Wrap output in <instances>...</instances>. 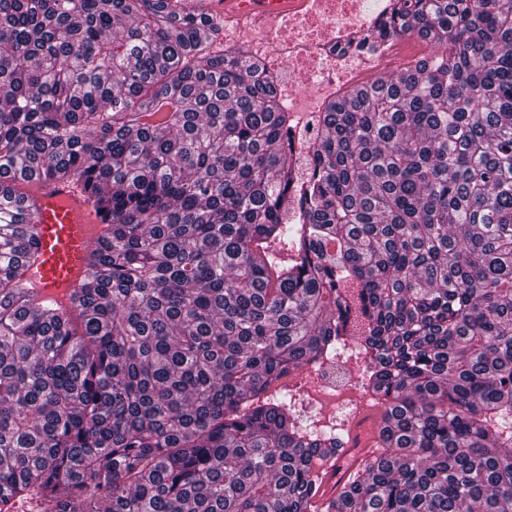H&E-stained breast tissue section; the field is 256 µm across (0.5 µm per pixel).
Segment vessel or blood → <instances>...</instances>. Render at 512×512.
I'll return each mask as SVG.
<instances>
[{"label": "vessel or blood", "instance_id": "vessel-or-blood-1", "mask_svg": "<svg viewBox=\"0 0 512 512\" xmlns=\"http://www.w3.org/2000/svg\"><path fill=\"white\" fill-rule=\"evenodd\" d=\"M213 8L274 15L287 10L288 0H215ZM35 203L37 258L26 277L39 301L65 306L86 283L87 255L102 232L101 217L77 189L59 183L39 185Z\"/></svg>", "mask_w": 512, "mask_h": 512}]
</instances>
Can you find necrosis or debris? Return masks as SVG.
Returning a JSON list of instances; mask_svg holds the SVG:
<instances>
[{
  "instance_id": "necrosis-or-debris-1",
  "label": "necrosis or debris",
  "mask_w": 512,
  "mask_h": 512,
  "mask_svg": "<svg viewBox=\"0 0 512 512\" xmlns=\"http://www.w3.org/2000/svg\"><path fill=\"white\" fill-rule=\"evenodd\" d=\"M380 5L381 0H290L288 10L275 17L246 11L224 14L225 45L243 44L269 57V73L283 92L299 156H308L314 122L327 101L406 52L410 38L401 35L380 55L343 61L347 38L364 35ZM320 376L305 409L331 418L351 407L353 380L338 379L331 369Z\"/></svg>"
}]
</instances>
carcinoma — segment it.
<instances>
[{"label":"carcinoma","mask_w":512,"mask_h":512,"mask_svg":"<svg viewBox=\"0 0 512 512\" xmlns=\"http://www.w3.org/2000/svg\"><path fill=\"white\" fill-rule=\"evenodd\" d=\"M221 29L0 0V512H313L345 436L271 390L348 344L379 454L320 512H512V0H386L357 48L438 51L330 100L304 173ZM33 179L104 224L65 310L25 279Z\"/></svg>","instance_id":"obj_1"}]
</instances>
